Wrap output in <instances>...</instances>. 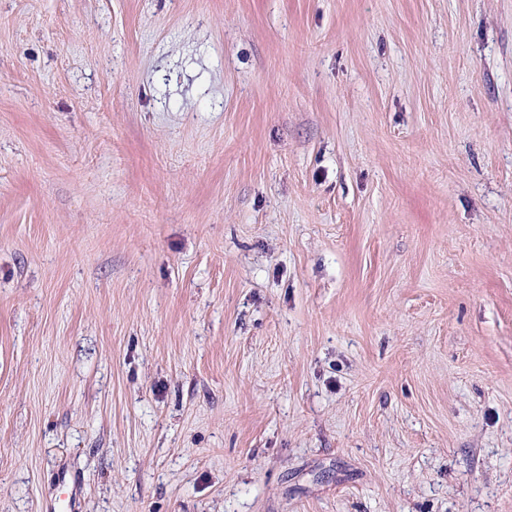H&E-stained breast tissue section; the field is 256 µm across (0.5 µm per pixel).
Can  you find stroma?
<instances>
[{
  "mask_svg": "<svg viewBox=\"0 0 512 512\" xmlns=\"http://www.w3.org/2000/svg\"><path fill=\"white\" fill-rule=\"evenodd\" d=\"M0 512H512V0H0Z\"/></svg>",
  "mask_w": 512,
  "mask_h": 512,
  "instance_id": "1",
  "label": "stroma"
}]
</instances>
